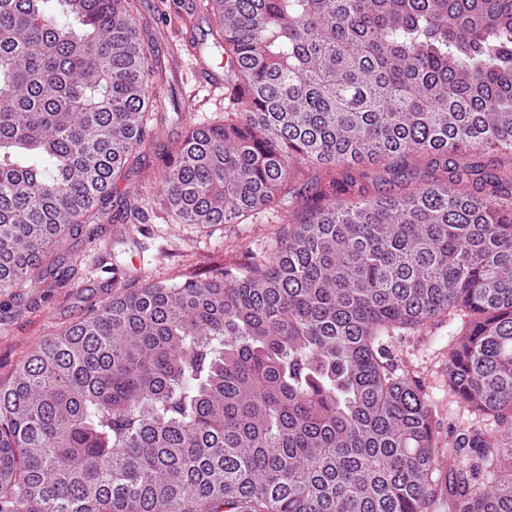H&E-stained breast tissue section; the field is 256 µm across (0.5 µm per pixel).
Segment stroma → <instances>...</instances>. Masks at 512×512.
Segmentation results:
<instances>
[{"instance_id": "stroma-1", "label": "stroma", "mask_w": 512, "mask_h": 512, "mask_svg": "<svg viewBox=\"0 0 512 512\" xmlns=\"http://www.w3.org/2000/svg\"><path fill=\"white\" fill-rule=\"evenodd\" d=\"M206 0H138L141 34L155 44L162 77L153 90L158 138L142 165L117 179L94 222L83 225L56 250L39 281L0 295V379L27 355L91 309L145 281L177 280L213 265L240 267L272 258L284 231L280 216L261 214L248 224H175L161 204V168L174 157L192 124L224 113L223 85L198 77L200 69L223 73ZM146 191L142 224L115 222L120 198ZM447 323L392 336L387 348L398 371L424 385L441 435L467 428L468 416L448 393Z\"/></svg>"}]
</instances>
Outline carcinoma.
Listing matches in <instances>:
<instances>
[{
  "label": "carcinoma",
  "mask_w": 512,
  "mask_h": 512,
  "mask_svg": "<svg viewBox=\"0 0 512 512\" xmlns=\"http://www.w3.org/2000/svg\"><path fill=\"white\" fill-rule=\"evenodd\" d=\"M224 120L161 172L177 224H245L323 166L281 250L128 288L0 382L10 512H512V0H207ZM137 0H0V293L153 143ZM398 184L384 195L365 185ZM128 218L143 192L124 197ZM445 319L475 416L440 474L383 344Z\"/></svg>",
  "instance_id": "carcinoma-1"
}]
</instances>
